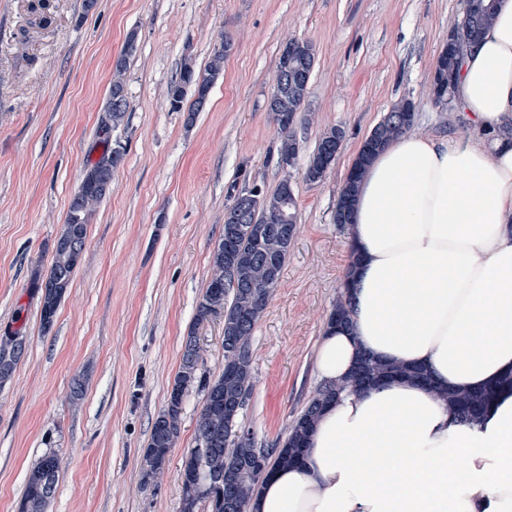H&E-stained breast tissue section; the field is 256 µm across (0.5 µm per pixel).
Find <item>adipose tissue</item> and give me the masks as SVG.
<instances>
[{
	"mask_svg": "<svg viewBox=\"0 0 512 512\" xmlns=\"http://www.w3.org/2000/svg\"><path fill=\"white\" fill-rule=\"evenodd\" d=\"M454 101L475 136L406 132L366 169L348 227L353 325L319 342L324 384L365 354L426 368L439 388L512 372V0L465 54ZM250 512H512V389L474 426L405 380L347 393Z\"/></svg>",
	"mask_w": 512,
	"mask_h": 512,
	"instance_id": "ef3b65f1",
	"label": "adipose tissue"
}]
</instances>
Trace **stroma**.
Masks as SVG:
<instances>
[{
	"instance_id": "35a3bbf8",
	"label": "stroma",
	"mask_w": 512,
	"mask_h": 512,
	"mask_svg": "<svg viewBox=\"0 0 512 512\" xmlns=\"http://www.w3.org/2000/svg\"><path fill=\"white\" fill-rule=\"evenodd\" d=\"M467 0H0V339L26 351L0 385V512H18L29 470L61 458L48 512H179L182 458L202 392L183 404L161 476L140 481L151 427L165 409L183 342L201 374L224 366V322L195 324L224 207L291 177L297 234L253 335L254 387L241 414L258 441L284 436L319 387L315 349L342 293L349 256L336 202L358 149L402 99L414 132L471 135L467 113L433 100L430 81ZM128 110L112 133L126 149L112 191L89 220L83 259L50 329L35 270H48L128 36ZM230 40L224 72L195 120L168 89L184 61L207 68ZM308 41L315 65L298 114L299 154L277 164L268 110L280 53ZM345 140L320 183L304 180L323 131Z\"/></svg>"
}]
</instances>
